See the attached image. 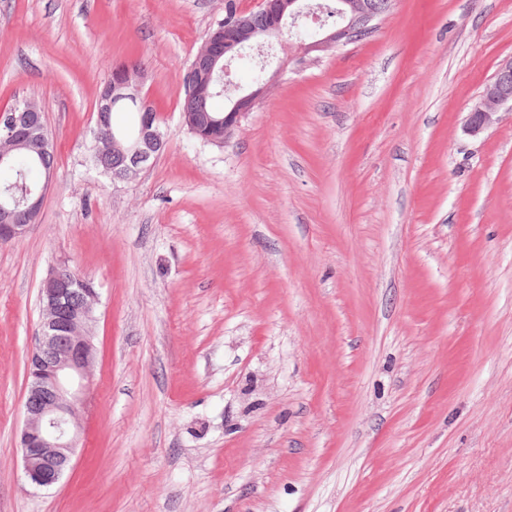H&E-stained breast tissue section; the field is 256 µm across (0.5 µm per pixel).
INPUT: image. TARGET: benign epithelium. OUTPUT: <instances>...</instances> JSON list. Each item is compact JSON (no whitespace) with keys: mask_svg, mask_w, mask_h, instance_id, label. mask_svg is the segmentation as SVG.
<instances>
[{"mask_svg":"<svg viewBox=\"0 0 512 512\" xmlns=\"http://www.w3.org/2000/svg\"><path fill=\"white\" fill-rule=\"evenodd\" d=\"M392 0H338L340 22L329 28L319 7L304 0H260L257 10L269 14L271 24L256 28L242 19L217 28L210 36L211 52L206 65L224 72V93L229 111L224 115V138H229L255 102L275 83L280 70L264 83L245 88L231 76L230 63L247 51H258L267 60L263 47L274 32L283 57L302 63L314 52H327L357 41L370 33L391 9ZM310 21L315 38L306 43L295 32ZM147 74L129 63H118L98 98L96 112H110L123 104L136 106L142 114L151 112L143 92ZM512 115V57L498 64L479 98L470 106L465 129L471 135L500 123L503 112ZM46 144L43 113L31 103L0 114V165L10 160L11 148L24 146L40 153ZM163 137L158 121L144 119L126 152L127 168L141 172L161 153ZM50 180L28 190L23 197L0 203V238L11 242L25 235L40 209ZM75 276L69 265L59 263L49 269L41 282L42 316L38 344L27 363V390L24 400L25 425L19 434L24 470L28 482L37 489L57 484L70 469L81 428L82 413L92 384L94 345L88 323L94 320L98 299L96 289L73 287Z\"/></svg>","mask_w":512,"mask_h":512,"instance_id":"obj_1","label":"benign epithelium"}]
</instances>
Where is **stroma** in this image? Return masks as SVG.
<instances>
[{"label":"stroma","instance_id":"obj_1","mask_svg":"<svg viewBox=\"0 0 512 512\" xmlns=\"http://www.w3.org/2000/svg\"><path fill=\"white\" fill-rule=\"evenodd\" d=\"M225 0H0V113L36 102L55 172L0 244V512H512V119L466 112L512 57V0H393L286 66L224 146L181 103ZM166 146L95 168L116 62ZM99 303L71 472L18 437L39 288Z\"/></svg>","mask_w":512,"mask_h":512}]
</instances>
